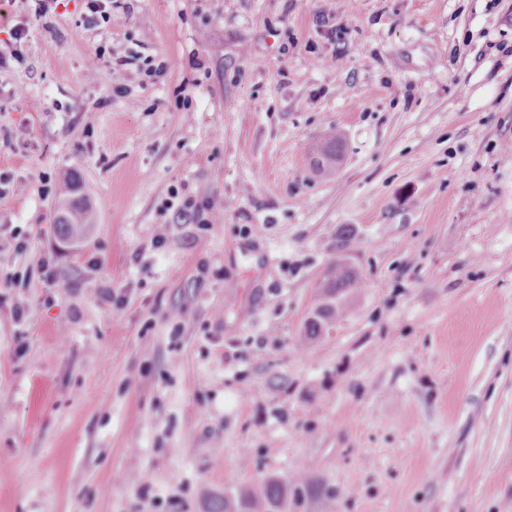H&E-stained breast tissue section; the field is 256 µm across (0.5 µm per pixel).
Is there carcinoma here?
I'll return each instance as SVG.
<instances>
[{"label": "carcinoma", "instance_id": "carcinoma-1", "mask_svg": "<svg viewBox=\"0 0 512 512\" xmlns=\"http://www.w3.org/2000/svg\"><path fill=\"white\" fill-rule=\"evenodd\" d=\"M345 150L342 138L328 135L317 147L315 164L326 173L335 170ZM93 223V213L80 194L79 180L72 178L62 188V203L57 217L60 236L66 241L78 240ZM363 286L358 272L343 259L336 260L323 289V299L307 322L305 338L313 340L332 322L342 318L351 295ZM288 499V483L278 477L267 476L259 483L235 496H224L215 500L211 512H282Z\"/></svg>", "mask_w": 512, "mask_h": 512}]
</instances>
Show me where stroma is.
<instances>
[{"instance_id":"35a3bbf8","label":"stroma","mask_w":512,"mask_h":512,"mask_svg":"<svg viewBox=\"0 0 512 512\" xmlns=\"http://www.w3.org/2000/svg\"><path fill=\"white\" fill-rule=\"evenodd\" d=\"M85 13L0 16V512H210L267 475L284 512H512V0ZM340 257L364 286L302 345ZM344 150L342 138L337 134H329L315 151L317 168L322 172L331 173L341 161ZM62 203L57 217L60 236L66 241L78 240L93 223V213L80 194V182L72 178L62 188ZM230 205L223 197H215L200 207H195L192 201H187L180 209L186 214L187 209L193 208L189 215L197 224H217L223 223L224 210L226 211Z\"/></svg>"}]
</instances>
